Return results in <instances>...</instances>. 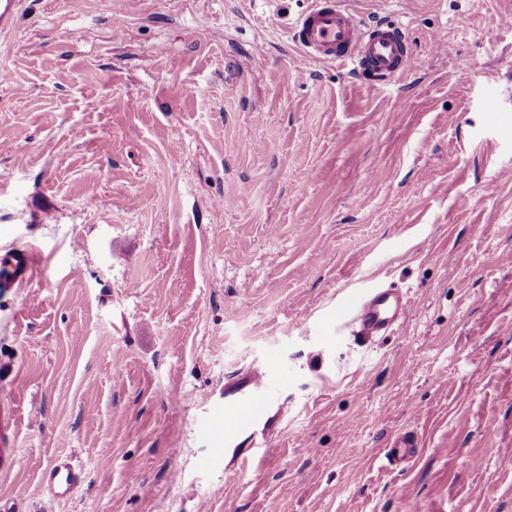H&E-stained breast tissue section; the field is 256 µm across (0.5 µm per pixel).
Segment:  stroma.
<instances>
[{"mask_svg": "<svg viewBox=\"0 0 512 512\" xmlns=\"http://www.w3.org/2000/svg\"><path fill=\"white\" fill-rule=\"evenodd\" d=\"M311 2L23 0L0 33V249L43 264L0 288V512H512V0H349L412 43L379 85L301 61ZM380 285L414 307L366 341ZM252 365L286 414L242 469L207 424ZM79 480V473L69 459L57 461L42 475V482L55 495L68 494Z\"/></svg>", "mask_w": 512, "mask_h": 512, "instance_id": "35a3bbf8", "label": "stroma"}]
</instances>
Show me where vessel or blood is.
<instances>
[{
  "label": "vessel or blood",
  "mask_w": 512,
  "mask_h": 512,
  "mask_svg": "<svg viewBox=\"0 0 512 512\" xmlns=\"http://www.w3.org/2000/svg\"><path fill=\"white\" fill-rule=\"evenodd\" d=\"M292 40L303 58L352 67L380 84L399 80L413 66L403 26L385 21L363 24L344 0H312L310 10L292 28ZM41 258L32 248L13 247L0 254V288H18L33 279ZM412 307L400 292L379 288L359 306L356 322L362 336H380L404 320ZM266 369L254 367L225 377L224 404L212 414V431L225 447L235 449L237 464L248 466L271 455L281 415H269L263 389ZM79 480L69 460L57 461L42 475L48 490L68 494Z\"/></svg>",
  "instance_id": "b4317fda"
}]
</instances>
